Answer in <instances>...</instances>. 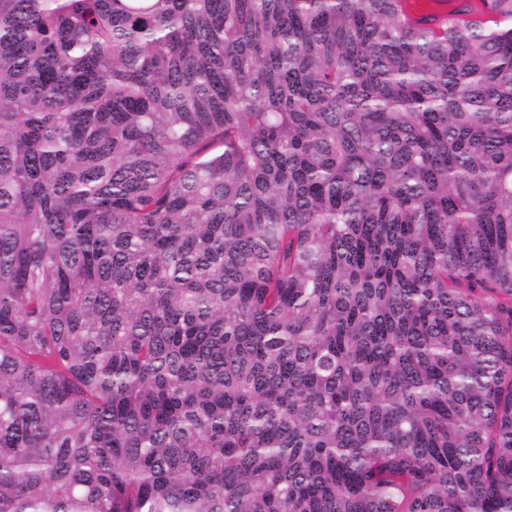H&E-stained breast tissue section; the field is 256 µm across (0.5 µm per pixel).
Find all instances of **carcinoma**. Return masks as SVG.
I'll return each mask as SVG.
<instances>
[{"instance_id": "1", "label": "carcinoma", "mask_w": 512, "mask_h": 512, "mask_svg": "<svg viewBox=\"0 0 512 512\" xmlns=\"http://www.w3.org/2000/svg\"><path fill=\"white\" fill-rule=\"evenodd\" d=\"M0 0V512H512V0ZM404 11L412 20L423 19L431 16L438 18H453L459 15L460 9H472L466 16L473 20L486 18L487 7L479 0H406Z\"/></svg>"}]
</instances>
